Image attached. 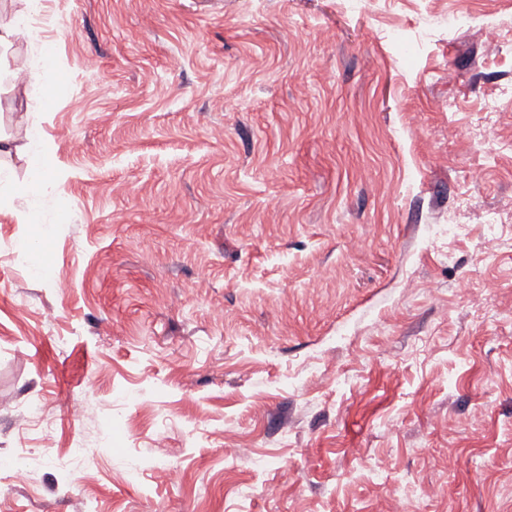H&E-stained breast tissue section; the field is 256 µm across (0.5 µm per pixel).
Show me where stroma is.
I'll return each instance as SVG.
<instances>
[{
	"mask_svg": "<svg viewBox=\"0 0 512 512\" xmlns=\"http://www.w3.org/2000/svg\"><path fill=\"white\" fill-rule=\"evenodd\" d=\"M20 16L0 512H512V0Z\"/></svg>",
	"mask_w": 512,
	"mask_h": 512,
	"instance_id": "stroma-1",
	"label": "stroma"
}]
</instances>
